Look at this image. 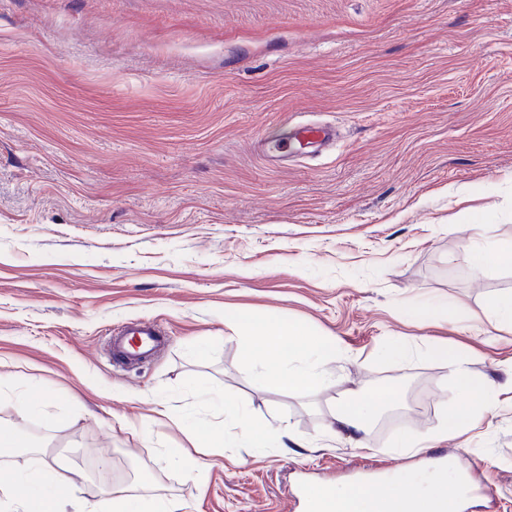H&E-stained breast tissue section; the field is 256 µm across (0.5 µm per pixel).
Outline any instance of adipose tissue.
<instances>
[{"label": "adipose tissue", "instance_id": "1", "mask_svg": "<svg viewBox=\"0 0 512 512\" xmlns=\"http://www.w3.org/2000/svg\"><path fill=\"white\" fill-rule=\"evenodd\" d=\"M261 328L263 343L259 353L249 359L266 374L273 386L285 385L298 392H309L325 384L317 362L323 352L321 339L306 334L297 325H280L268 318L246 321L239 328L238 338L248 342L254 328ZM426 353L445 364L466 394V404L446 410L438 436L456 435L472 428L480 419L492 414L488 397L494 386L488 378L474 375L467 357L448 346H431ZM393 387L372 391L347 390L331 425L335 436L347 437L354 447L366 445V437L376 418L389 409L398 397ZM455 474L446 469L430 474L420 483L414 496L399 493L380 494L371 489H326L323 500L327 512H457L452 494ZM66 487L59 484L49 467H42L40 480L31 475H18L9 487H0V502L14 505L17 512H57L58 502L65 500Z\"/></svg>", "mask_w": 512, "mask_h": 512}]
</instances>
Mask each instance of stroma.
I'll use <instances>...</instances> for the list:
<instances>
[{"mask_svg": "<svg viewBox=\"0 0 512 512\" xmlns=\"http://www.w3.org/2000/svg\"><path fill=\"white\" fill-rule=\"evenodd\" d=\"M299 115L335 144L269 164L257 140ZM486 240L512 243V0H0V381L44 402L0 400L31 436L0 484L44 462L75 480L67 512L119 484L181 512H306L295 484H353L410 430L433 442L408 472L453 450L499 489L465 512H512V329L487 316L512 268L473 270ZM443 301L466 318L410 314ZM240 315L324 340L326 383L270 386ZM134 320L165 345L126 366L110 337ZM392 336L398 363L376 356ZM432 344L495 381L464 435H436L465 396ZM385 386L366 449L329 435L345 390ZM203 391L307 447H238Z\"/></svg>", "mask_w": 512, "mask_h": 512, "instance_id": "stroma-1", "label": "stroma"}]
</instances>
